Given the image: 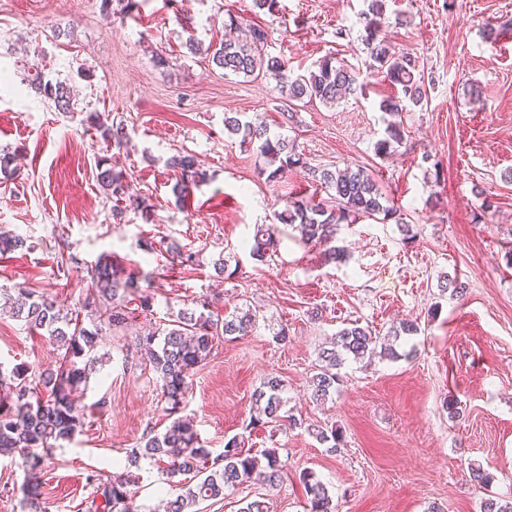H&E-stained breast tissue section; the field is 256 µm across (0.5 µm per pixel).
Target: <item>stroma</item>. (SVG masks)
<instances>
[{"instance_id": "1", "label": "stroma", "mask_w": 512, "mask_h": 512, "mask_svg": "<svg viewBox=\"0 0 512 512\" xmlns=\"http://www.w3.org/2000/svg\"><path fill=\"white\" fill-rule=\"evenodd\" d=\"M138 2V13L108 18L101 0H0V150L16 155L14 171L0 173V232L24 239L0 254V300L28 289L88 319L91 268L113 255L154 297L137 329L186 309L256 312L246 336L216 339L194 369L183 413L212 455L241 435L253 453L277 449L288 479L244 483L198 512H239L256 499L269 512H306L305 469L327 486L336 512H481L485 498L512 501V0H386L384 28L397 48L416 52L425 90L422 105L401 114L405 137L388 157L374 151L386 127L379 102L393 89L370 69L361 41L369 0H279L273 14L252 0ZM232 14L268 30L270 53L294 72L325 57L361 70L367 97L288 102L275 80L228 76L188 51L191 37L221 41ZM489 26L496 40L486 39ZM157 52L167 69L155 67ZM36 72L69 87L68 110L36 95ZM228 112L287 136L305 166L268 179L256 144L225 131ZM94 114L123 124L127 146L101 137ZM184 151L205 177L180 208L170 159ZM113 158L132 186L119 218L98 181L99 162ZM348 165L373 172L402 223L341 225L340 262L303 246L295 230L272 260L253 259L258 226L274 223L286 201L327 199L310 167ZM143 198L156 207L149 224L136 207ZM63 255L71 262L61 273ZM224 257L221 273L214 264ZM447 276L463 294L442 290ZM403 321L421 328L411 357L346 362L332 399L312 401L318 352L339 330L356 323L384 336ZM281 326L283 342L274 336ZM133 341L100 336L104 361L80 398L83 431L54 450L42 474L47 512L87 500L93 471L129 477L143 506L170 497L161 464L125 461L127 448L170 422ZM57 359L46 337L0 313L1 366L39 373ZM271 376L282 379L296 426L250 427L252 394ZM450 399L459 417L449 415ZM332 424L344 436L335 449L311 434ZM21 463L0 456V512H28ZM475 467L489 485L472 481Z\"/></svg>"}]
</instances>
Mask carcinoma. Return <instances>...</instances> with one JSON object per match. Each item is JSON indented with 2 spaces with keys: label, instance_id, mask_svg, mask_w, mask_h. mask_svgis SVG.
Returning a JSON list of instances; mask_svg holds the SVG:
<instances>
[{
  "label": "carcinoma",
  "instance_id": "1",
  "mask_svg": "<svg viewBox=\"0 0 512 512\" xmlns=\"http://www.w3.org/2000/svg\"><path fill=\"white\" fill-rule=\"evenodd\" d=\"M383 8L384 0H371L361 41L371 60L370 67L385 73L390 84L397 87V94L380 102L382 112L396 117L406 110L407 104H420L424 90L415 76L416 57L410 52L396 53L383 34ZM267 43L268 32L260 26H251L243 37L222 40L210 46L207 53L211 62L226 73L243 77L263 73L273 78L281 96L290 102L308 99L330 106L364 92L361 74L353 68L324 58L316 64V69L296 74L288 68V61L267 52ZM31 84L36 93L52 100L60 109H68V87L46 81L39 73L34 75ZM94 124L115 147L123 145L126 132L122 125L107 126L98 116L94 117ZM224 130L241 135L244 142H258L260 155L272 168L270 178L276 177L283 168L306 166L288 138L270 134L262 122L247 120L238 112L226 113ZM403 139L404 126L395 120L389 121L384 138L375 144V153L387 155ZM172 167L180 173L172 193L175 203L181 206L189 186L203 180L205 173L189 153L175 156ZM311 176L332 191L333 204L302 199L288 201L277 214V221L298 230L302 242L324 247L332 260L344 259L343 249L334 245L340 225L350 224L360 217L399 220V209L365 168H317L311 171ZM98 180L106 193L116 200L125 197L131 189L126 170L114 165L100 171ZM279 234L277 224L261 226L254 236L252 255L261 259L274 256ZM90 278L95 313L88 326L77 316L60 317L54 303L29 291L24 292V302L11 307L12 317L22 319L29 329L44 331L60 350L56 367L37 375L18 364L9 371L0 365V456L20 454L26 474L25 499L34 510L39 509L42 482L38 471L44 461L63 443L73 441L83 429L82 408L75 395L86 387L89 374L101 362V357L96 355L99 336L107 330L124 332L135 319L125 292L138 288L137 281L123 277L119 262L100 259L92 267ZM255 322L256 314L248 310L222 320L185 310L165 326L138 334L140 357L156 375L162 397L174 419L164 431L127 449V459L134 465L143 459L167 461L165 471L174 488L173 499L167 502V512H193V507L201 500L220 501L260 469L264 470V477L271 486L281 479L282 465L277 449L266 448L258 457L243 449L242 440L234 436L224 444V452L212 459L193 421L179 415L188 396V375L210 357L214 338L242 336ZM378 354L391 359L401 357L394 346L379 345L378 337L369 329L356 323L343 328L336 334L331 348H324L318 354L317 372L312 376V398L323 403L332 397L339 381L337 369L347 360H370ZM282 388L281 380L270 378L255 391L252 424L280 427L285 420L290 426L295 424V419L284 411ZM191 473L202 475V479L194 485L177 479L179 475ZM87 480L93 487L87 512H139L129 480L94 474L88 475ZM299 482L307 495L309 512H336L328 489L313 471L303 470Z\"/></svg>",
  "mask_w": 512,
  "mask_h": 512
}]
</instances>
